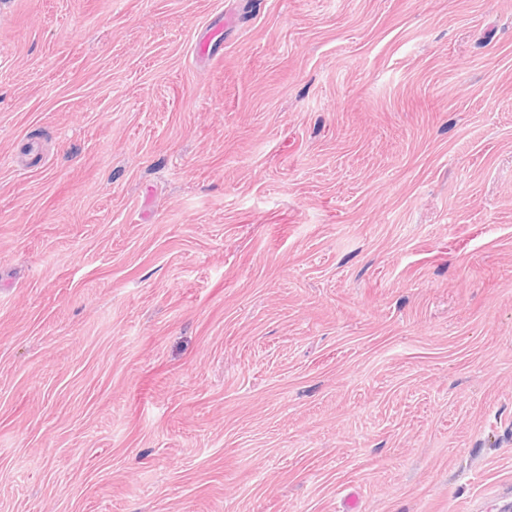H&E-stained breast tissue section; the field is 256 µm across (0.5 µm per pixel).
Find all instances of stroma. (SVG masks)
<instances>
[{"label":"stroma","mask_w":512,"mask_h":512,"mask_svg":"<svg viewBox=\"0 0 512 512\" xmlns=\"http://www.w3.org/2000/svg\"><path fill=\"white\" fill-rule=\"evenodd\" d=\"M352 496L512 512V0H0V512Z\"/></svg>","instance_id":"35a3bbf8"}]
</instances>
